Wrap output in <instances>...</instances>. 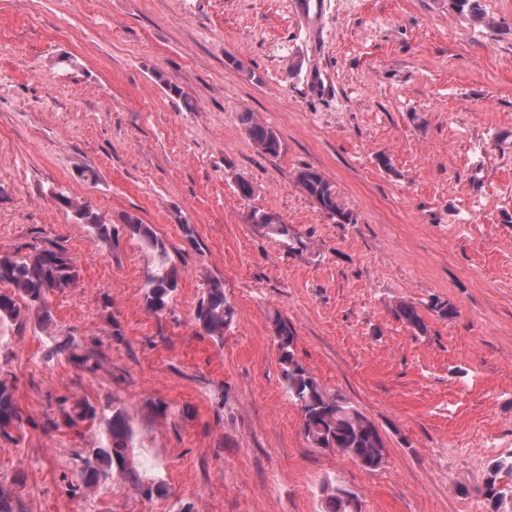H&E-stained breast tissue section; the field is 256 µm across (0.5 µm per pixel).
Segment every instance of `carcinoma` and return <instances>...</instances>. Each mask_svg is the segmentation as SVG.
Masks as SVG:
<instances>
[{
    "instance_id": "carcinoma-1",
    "label": "carcinoma",
    "mask_w": 512,
    "mask_h": 512,
    "mask_svg": "<svg viewBox=\"0 0 512 512\" xmlns=\"http://www.w3.org/2000/svg\"><path fill=\"white\" fill-rule=\"evenodd\" d=\"M451 4L458 12L469 13L479 24L487 27L495 24L493 18L480 10L476 0H451ZM239 122L259 153L269 157L281 153L283 144L279 134L259 121L255 113H240ZM296 181L325 214L339 224L351 223L352 215L340 207L334 184L324 174L313 168H303L297 172ZM85 218L97 239L112 240L113 225L105 223L102 215L92 210L85 213ZM124 226L150 260L144 285L146 308L161 315L170 310V302L178 288V268L164 240L149 225L128 215L124 217ZM259 228L289 251L295 250L296 244L301 242L280 220L262 223ZM76 264L77 259L64 246L50 239L42 240L38 246H30L28 253L20 248L0 251V284L8 287V291L0 292V327L20 324L24 312L32 311L36 328L49 336L50 355L65 354L78 368L93 372L100 361L96 344L90 345L73 336L60 340L51 335V298L74 282ZM392 312L414 335L427 334L428 325L416 303L401 300L392 307ZM234 317L235 309L224 294L221 280L206 281L194 309L196 324L216 342L222 343L224 331ZM272 324L280 331L278 354L282 383L301 414L306 440L315 448H334L368 471L380 469L385 463L386 444L373 421L345 398L327 392L295 359L292 349L288 348V337L294 336L288 321L276 313ZM14 392L15 381L7 373L0 374V439L17 444L24 433L25 423L17 409ZM66 402L65 398L58 399L63 421L74 424L79 420L96 419L101 426L97 442L76 458L81 481L76 490L92 492L108 481L123 480L141 483L149 496L165 494V483L142 478L140 461L134 452L135 423L124 405L115 398L101 408L86 401L68 407ZM338 491L340 488L331 480L320 484V512H338ZM479 493L487 503V512H512V455L499 457L489 464Z\"/></svg>"
}]
</instances>
